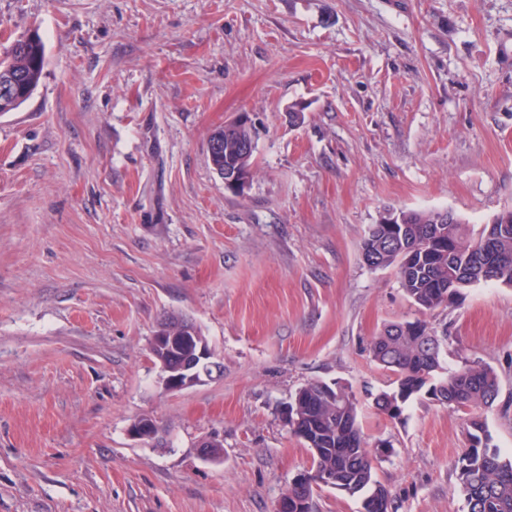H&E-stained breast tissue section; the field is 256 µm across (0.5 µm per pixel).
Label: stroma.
Masks as SVG:
<instances>
[{
	"label": "stroma",
	"mask_w": 512,
	"mask_h": 512,
	"mask_svg": "<svg viewBox=\"0 0 512 512\" xmlns=\"http://www.w3.org/2000/svg\"><path fill=\"white\" fill-rule=\"evenodd\" d=\"M31 34L41 82L0 117V512H276L311 465L280 409L315 381L389 445L393 512H465L468 412L421 393L388 419L370 344L423 318L442 367L490 365L479 414L511 457L512 286L423 315L361 244L390 210L475 235L512 210V0H0V55ZM243 113L237 193L208 139ZM167 313L220 374L163 388ZM141 416L163 446L131 438Z\"/></svg>",
	"instance_id": "obj_1"
}]
</instances>
